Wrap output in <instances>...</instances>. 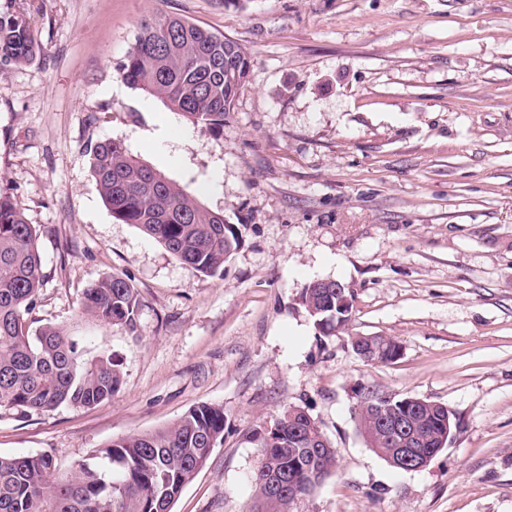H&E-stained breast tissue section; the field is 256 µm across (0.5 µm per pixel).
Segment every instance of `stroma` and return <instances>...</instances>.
I'll list each match as a JSON object with an SVG mask.
<instances>
[{
  "label": "stroma",
  "instance_id": "obj_1",
  "mask_svg": "<svg viewBox=\"0 0 512 512\" xmlns=\"http://www.w3.org/2000/svg\"><path fill=\"white\" fill-rule=\"evenodd\" d=\"M42 52L0 72V189L39 231L34 318L122 369L89 408L0 415V454L68 469L113 440L223 406L224 440L173 512H250L261 430L308 412L336 467L291 512H512V0H0ZM176 15L251 59L204 133L116 69L141 19ZM133 156L237 225L221 273L200 274L113 219L89 150ZM129 277L136 332L83 316L86 288ZM353 293L323 333L304 286ZM397 340L370 365L355 336ZM370 385L443 404L458 423L417 471L369 448L353 413Z\"/></svg>",
  "mask_w": 512,
  "mask_h": 512
}]
</instances>
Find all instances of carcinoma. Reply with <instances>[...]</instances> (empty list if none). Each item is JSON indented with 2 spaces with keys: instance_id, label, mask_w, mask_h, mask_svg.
I'll return each instance as SVG.
<instances>
[{
  "instance_id": "carcinoma-1",
  "label": "carcinoma",
  "mask_w": 512,
  "mask_h": 512,
  "mask_svg": "<svg viewBox=\"0 0 512 512\" xmlns=\"http://www.w3.org/2000/svg\"><path fill=\"white\" fill-rule=\"evenodd\" d=\"M26 18L0 10V69L33 62L41 54ZM250 59L235 41L192 21L166 15L144 18L118 76L134 89L160 98L202 132H218L246 82ZM90 167L112 217L132 224L173 256L204 275H215L241 246L236 225L202 207L175 182L135 158L123 139L90 149ZM45 282L38 233L10 196L0 193V414L48 412L63 404L91 407L118 392L120 364L87 350L54 325L34 328L33 312ZM301 303L317 327L343 329L353 295L338 281L310 282ZM141 301L131 280L106 277L88 288L81 313L97 322L137 328ZM361 359L387 360L401 348L389 336L352 338ZM360 425L379 435L384 459L399 447L381 421L413 422L407 447L428 453L448 423V409L360 387ZM224 407L202 404L176 423L112 442L71 469L45 453L0 455V512H172L184 488L224 438ZM257 436L259 463L252 512H290L336 467L332 444L313 448L322 436L299 407H290ZM281 482L274 491L271 482Z\"/></svg>"
}]
</instances>
